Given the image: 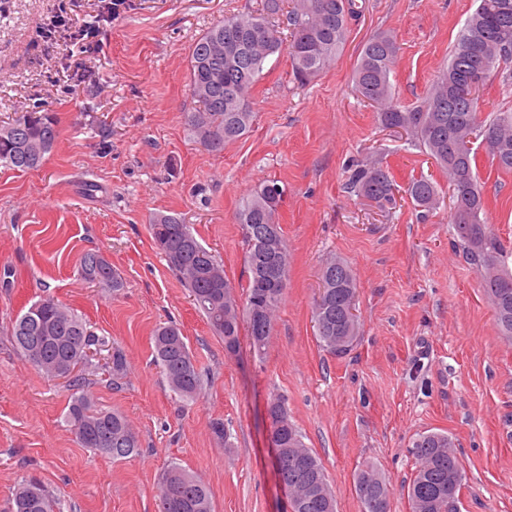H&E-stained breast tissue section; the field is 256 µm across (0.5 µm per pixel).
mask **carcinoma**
<instances>
[{"label": "carcinoma", "instance_id": "1", "mask_svg": "<svg viewBox=\"0 0 512 512\" xmlns=\"http://www.w3.org/2000/svg\"><path fill=\"white\" fill-rule=\"evenodd\" d=\"M361 15L357 0H264L259 13L231 14L217 21L192 45L189 53L190 89L204 84L208 92L196 96L199 108L186 122L196 140L209 152L242 137L251 127V93L267 60L280 51V29L290 31L288 54L292 76L305 85L327 69L343 51L351 26ZM396 36L378 31L362 45L353 72L361 99L377 109L381 124L409 133L447 179L452 191L455 244L478 272L501 336L512 340V248L486 221V202L477 173V152L471 139H487L486 151L502 171H512V112L481 117L480 98L462 95L465 85L479 79L483 90L496 65L512 61V0H479L466 20L443 68L417 104L402 106L395 97L391 73L399 56ZM56 118L34 108L0 124V164L18 171L39 169L58 139ZM349 189L385 210L396 203L394 183L379 162H355ZM406 194L426 210L439 205L437 186L427 178L409 182ZM285 196L276 180L259 185L243 198L238 224L246 245L248 273L245 305L238 304L232 283L221 264L195 236L190 225L174 215L156 218L150 230L167 267L188 288L193 302L210 327L232 350L241 322H246L253 347L267 346L275 314L289 277L288 242L277 216ZM270 228L278 248L271 250L259 233ZM79 274L89 284L122 287L109 259L98 251L83 254ZM356 277L344 261L332 258L321 270V288L313 318L324 322L317 331L322 349L336 357L347 355L357 340L359 323H347L345 309L357 298ZM16 348L37 370L50 377L74 376L75 395L65 420L77 441L114 460L135 455L140 447L136 431L116 411L98 409L85 389L78 367L92 365V354L104 340L75 311L52 298L32 303L11 326ZM155 358L171 390L182 400L203 393L202 373L186 337L174 325H160L153 335ZM127 371L122 349L112 348L109 372L117 381ZM268 419L278 455L273 465L280 482L288 485L294 512H336L328 476L321 460L307 448L280 398L268 402ZM416 473L408 487L411 512H457L463 467L451 438L441 432L419 435L412 443ZM361 512H390V489L373 464L354 476ZM158 512H213L211 495L197 476L176 464L163 473ZM13 512H61L57 495L34 478L21 481L13 494Z\"/></svg>", "mask_w": 512, "mask_h": 512}]
</instances>
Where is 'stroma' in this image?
Segmentation results:
<instances>
[{
	"label": "stroma",
	"instance_id": "obj_1",
	"mask_svg": "<svg viewBox=\"0 0 512 512\" xmlns=\"http://www.w3.org/2000/svg\"><path fill=\"white\" fill-rule=\"evenodd\" d=\"M362 3L341 56L310 84L294 82L287 51L267 61L249 132L216 154L186 123L197 107L189 51L224 16L261 9L262 0H124L87 53L48 24L60 13L92 21L93 0H0V123L38 106L59 126L39 169L0 166V512H10L28 477L53 490L63 512H157L161 475L173 463L204 481L213 512H285L268 444L274 395L321 459L336 512H360L354 475L367 462L390 485V512H410V448L428 432L454 442L460 512H512V341L500 336L477 271L454 246L447 179L409 135L381 125L352 80L363 43L392 31L401 50L391 81L398 101L414 104L477 2ZM356 161L388 169L395 209L347 189ZM478 175L488 223L512 242V173L482 151ZM421 176L443 195L428 213L404 194ZM271 179L286 189L279 224L288 288L264 353L244 328L229 351L167 269L149 225L160 214L190 224L244 299L237 212ZM88 183L97 192L86 193ZM92 249L118 270L120 290L81 279L80 259ZM333 257L358 282L360 332L342 358L320 347L312 318ZM48 296L124 349L122 379L97 368L85 378L99 406L130 421L139 455L115 460L82 447L64 421L71 382L44 375L14 348L12 322ZM162 323L181 330L203 374L197 401L176 400L153 359ZM215 422L226 438L213 433Z\"/></svg>",
	"mask_w": 512,
	"mask_h": 512
}]
</instances>
